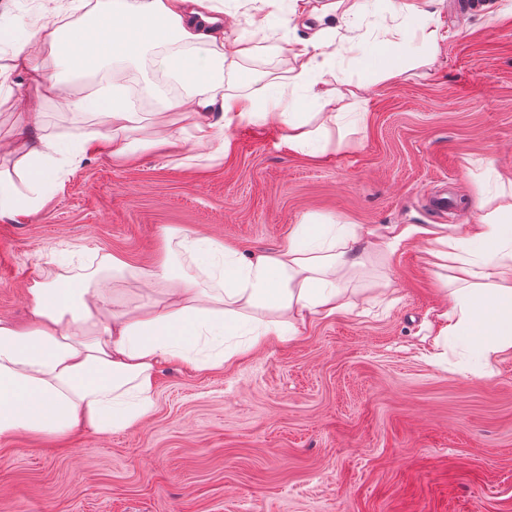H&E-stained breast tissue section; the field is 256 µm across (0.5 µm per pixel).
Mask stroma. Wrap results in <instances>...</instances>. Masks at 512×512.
Wrapping results in <instances>:
<instances>
[{
	"instance_id": "stroma-1",
	"label": "stroma",
	"mask_w": 512,
	"mask_h": 512,
	"mask_svg": "<svg viewBox=\"0 0 512 512\" xmlns=\"http://www.w3.org/2000/svg\"><path fill=\"white\" fill-rule=\"evenodd\" d=\"M480 2L438 0L435 61L371 81L353 106L366 124L323 159L291 149L282 126L241 123L216 160L188 131L169 154L62 164L37 215L0 219V314L27 317V281L60 253L147 266L171 229L246 256L309 219L464 235L512 180V0ZM129 71L140 112L189 90L146 57ZM281 74L265 51L231 83L255 94ZM40 110L43 134L69 142L91 123ZM453 274L412 236L348 276L350 310L301 338L210 374L163 363L154 409L130 429L83 432L62 452L1 441L0 512H512V354L479 367L464 346L435 349Z\"/></svg>"
}]
</instances>
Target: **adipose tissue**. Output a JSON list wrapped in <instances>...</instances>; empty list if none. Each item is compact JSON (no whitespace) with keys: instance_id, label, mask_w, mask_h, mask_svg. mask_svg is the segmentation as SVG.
Wrapping results in <instances>:
<instances>
[{"instance_id":"ef3b65f1","label":"adipose tissue","mask_w":512,"mask_h":512,"mask_svg":"<svg viewBox=\"0 0 512 512\" xmlns=\"http://www.w3.org/2000/svg\"><path fill=\"white\" fill-rule=\"evenodd\" d=\"M217 0H65L31 29L0 28L9 48L0 63V112L15 115L13 133L0 139V153L16 156L23 185L0 173V218H28L47 200L56 160L77 155L132 159L139 147L131 131H150L148 147L169 150L184 126L199 145L217 141L216 131L249 120L275 123L312 158L331 145H345L347 128L336 103L359 102L365 84L330 87L324 75L336 56L356 54V36L318 37L273 45L286 57L284 75L261 95L226 85L240 61L262 50L253 37L226 35L230 17ZM265 15L250 26L266 33L302 15L350 25L358 0H265ZM422 17L420 33L388 28L375 45L394 58L437 52L440 22L420 0H398L393 17ZM150 53L154 70L197 82L191 92L144 117L134 112L120 85L105 93L65 94L62 72L85 73L124 65ZM92 114L77 143L43 135L39 104ZM333 109L338 134L323 118ZM507 203L482 215L461 237L431 239L432 255L454 263L457 284L450 310L439 315L436 339L461 342L476 360L512 353V188ZM410 229L380 232L355 224L298 225L271 253L245 256L206 236H166L149 266L104 253L72 272L66 265L30 279L29 316H0V440L17 435L58 441L84 430L109 434L143 422L154 408L159 365L178 360L197 372L235 365L270 343L298 339L308 324L348 310L342 284L347 271L364 266L368 254L394 250ZM228 336L243 344L225 347Z\"/></svg>"}]
</instances>
